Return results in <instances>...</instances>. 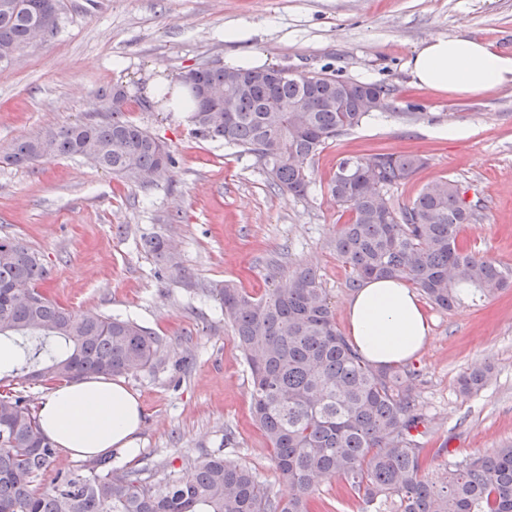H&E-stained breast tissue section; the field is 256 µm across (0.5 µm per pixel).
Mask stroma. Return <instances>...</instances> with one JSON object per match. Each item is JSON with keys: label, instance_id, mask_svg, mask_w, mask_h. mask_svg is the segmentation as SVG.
Instances as JSON below:
<instances>
[{"label": "stroma", "instance_id": "stroma-1", "mask_svg": "<svg viewBox=\"0 0 512 512\" xmlns=\"http://www.w3.org/2000/svg\"><path fill=\"white\" fill-rule=\"evenodd\" d=\"M52 40L0 66V153L22 137L103 111L102 91L123 85L127 117L171 150L175 164L153 184L125 183L78 157L27 167L0 163V236L38 251L48 296L84 314L128 317L165 340L163 368L121 376L142 411L132 470L182 475L215 452L253 470L272 493L290 487L255 422L244 357L210 288L230 281L259 297L299 266L316 270L339 330H346L349 268L331 241L344 219L328 192L343 157L415 152L426 166L398 187L404 201L450 178L482 199V219L461 241L512 268V87L476 96L420 87L410 60L433 37L478 39L512 54V0H67ZM249 24L244 42L226 27ZM254 51L267 66L322 71L391 91L384 113L314 159L312 194L270 185L254 156L192 134L173 113L142 106L156 78ZM461 128L454 141L442 138ZM172 240L182 275L161 272L144 237ZM432 337L408 361L429 420L424 437L444 473L451 461L512 445V287L449 310L427 305ZM490 363L494 377L462 397L458 378Z\"/></svg>", "mask_w": 512, "mask_h": 512}]
</instances>
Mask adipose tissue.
Returning <instances> with one entry per match:
<instances>
[{"mask_svg":"<svg viewBox=\"0 0 512 512\" xmlns=\"http://www.w3.org/2000/svg\"><path fill=\"white\" fill-rule=\"evenodd\" d=\"M416 82L432 91L473 95L512 84V55L470 39L425 41L411 60ZM348 336L377 367L416 356L430 340V326L414 293L394 279H369L346 305ZM41 429L74 457L112 449L137 453L141 409L123 386L98 377L57 387L42 399Z\"/></svg>","mask_w":512,"mask_h":512,"instance_id":"ef3b65f1","label":"adipose tissue"}]
</instances>
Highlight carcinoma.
I'll return each instance as SVG.
<instances>
[{
  "instance_id": "1",
  "label": "carcinoma",
  "mask_w": 512,
  "mask_h": 512,
  "mask_svg": "<svg viewBox=\"0 0 512 512\" xmlns=\"http://www.w3.org/2000/svg\"><path fill=\"white\" fill-rule=\"evenodd\" d=\"M66 0H0V64L30 46L42 23L54 37ZM184 85L222 87L224 101L191 93L194 132L253 155L270 184L309 198L310 164L331 142L387 108L389 89L322 72L286 67L224 69L201 65ZM114 102L101 120L70 123L17 140L3 162L23 167L54 157H82L131 184L163 175L173 157ZM414 153L340 159L329 183L348 213L331 242L351 268V289L367 278L410 282L433 305L448 310L512 286V269L476 257L459 240L480 200L466 201L461 185L443 178L411 201L393 190L425 167ZM145 249L164 270L182 271L168 240L154 235ZM48 270L39 253L0 236V335L21 339L13 373L44 380L122 376L165 364L163 338L130 318L84 315L57 303L39 285ZM224 320L241 349L252 384V413L271 458L292 487L274 495L247 467L210 454L167 483L101 463L86 474L60 471L51 490L35 478L56 458L37 413L24 400L0 395V512H314L319 485L342 480L366 505L388 500L397 512H512V446L455 464L442 477L428 473L425 443L411 434L428 426L406 367L366 363L336 326L316 272L297 267L280 287L254 297L229 283L215 287ZM493 378L490 365L461 375L470 397Z\"/></svg>"
}]
</instances>
